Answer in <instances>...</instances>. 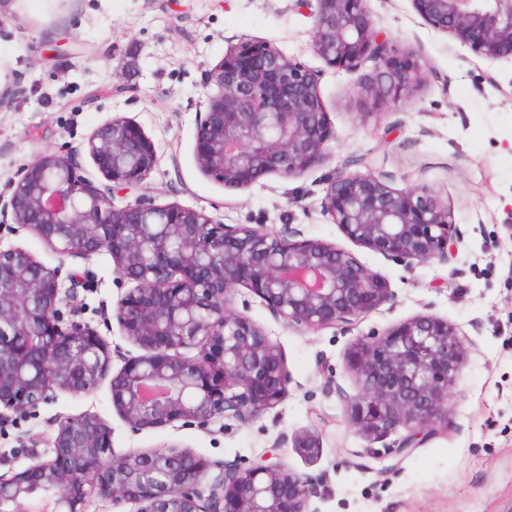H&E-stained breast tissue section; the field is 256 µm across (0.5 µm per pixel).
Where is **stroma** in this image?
Segmentation results:
<instances>
[{"mask_svg": "<svg viewBox=\"0 0 512 512\" xmlns=\"http://www.w3.org/2000/svg\"><path fill=\"white\" fill-rule=\"evenodd\" d=\"M377 30L399 53H415L431 76L405 104L360 113L355 83L374 67L337 71L311 49L308 9L292 0H7L0 8V191L38 155L80 148L98 126L122 115L142 126L157 150L146 194L226 224L286 226L335 243L383 276L391 297L355 325L312 332L285 326L247 289L233 298L278 343L290 382L283 402L242 424L209 429L174 424L132 431L112 407L109 384L89 395L54 391L26 414H0V461L21 470L32 453L50 455L55 424L85 412L112 428V448H189L216 464L249 465L278 449L289 470L311 476L307 512H512V59L488 62L429 28L410 0H367ZM266 41L320 75L332 130L323 159L302 175H271L234 189L204 176L193 146L207 108L206 75L226 49ZM366 158L392 187L428 189L453 217L461 238L448 263L407 266L354 245L320 209L326 179ZM81 173L106 180L88 154ZM21 246L69 289L61 310L76 309L116 355H140L111 319L126 291L112 257L61 259L33 232L0 234ZM419 313L448 319L467 350L448 399V431L410 455L378 466L367 441L344 417L357 392L346 352ZM314 430L323 448L308 458L292 446ZM37 449H30V440Z\"/></svg>", "mask_w": 512, "mask_h": 512, "instance_id": "1", "label": "stroma"}]
</instances>
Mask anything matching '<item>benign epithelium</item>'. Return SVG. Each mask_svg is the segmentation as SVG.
<instances>
[{"label":"benign epithelium","mask_w":512,"mask_h":512,"mask_svg":"<svg viewBox=\"0 0 512 512\" xmlns=\"http://www.w3.org/2000/svg\"><path fill=\"white\" fill-rule=\"evenodd\" d=\"M434 31L490 62L512 57V0H411ZM312 18L311 45L328 66L354 72L364 113L409 99L429 71L395 54L375 29L366 0H295ZM320 78L268 42L227 50L207 75L208 109L195 135L199 170L226 187L295 177L325 155L332 132ZM87 150L108 185L80 174L77 152L39 155L0 192V216L39 236L62 257L109 252L117 278L133 284L112 318L144 354L110 379L112 407L134 431L182 421L206 427L245 423L273 409L289 382L277 343L232 301L240 288L258 296L287 326L318 331L348 327L387 301L384 277L351 251L295 228L223 224L202 210L155 205L141 194L156 165L153 141L117 116L88 138ZM323 215L350 241L407 264L448 262L458 238L448 205L416 188L397 189L371 168L337 170L325 183ZM58 270L21 246L0 248V408L22 414L56 390L90 394L109 375L112 353L98 329L64 319ZM183 349H195L188 357ZM466 350L447 319L419 314L381 335L357 339L346 363L358 393L345 399L350 425L401 456L448 429V397ZM293 447L319 454L320 436L305 430ZM211 464L186 449L117 455L112 428L85 413L57 423L52 456L0 474V512H31L45 497L51 512H85L88 497L138 505L137 512H306L312 480L265 457Z\"/></svg>","instance_id":"1"}]
</instances>
